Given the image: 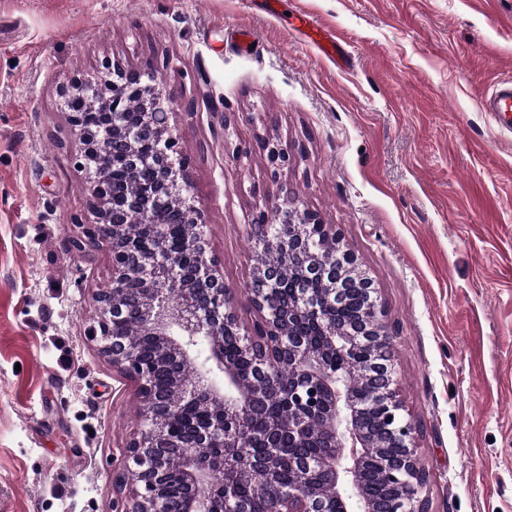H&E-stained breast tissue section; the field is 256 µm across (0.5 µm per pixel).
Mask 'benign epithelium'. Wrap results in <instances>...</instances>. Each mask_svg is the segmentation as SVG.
<instances>
[{"mask_svg":"<svg viewBox=\"0 0 512 512\" xmlns=\"http://www.w3.org/2000/svg\"><path fill=\"white\" fill-rule=\"evenodd\" d=\"M80 99L84 109L75 111L72 101ZM140 106L139 124L130 129L112 123L104 135L87 120V112L102 111L114 116L127 111L132 101ZM169 105L162 81L106 66L95 79H74L62 89V106L71 127L81 135L78 166L86 171L93 194L97 221L88 228L91 241L102 240L112 251V284L96 296L99 315L100 353L135 385L142 407L143 422L130 438L125 465L115 485L124 494L123 512H217L211 491L224 489L223 512H244L237 496L240 485L258 472L265 476V490L278 502L277 512H325L323 503L333 495L337 512H427L425 472L416 455L417 427L408 417L400 398L391 355L390 333L384 310L371 280L359 267L353 253L336 234L334 225L324 224L308 211L287 205L282 224L267 223L258 212L253 225L259 228L260 253L275 251L284 257H302L309 251V237L316 229L328 241L330 251L312 268L317 274L350 271L355 278L347 286L362 290L368 302L362 323L330 337L326 347H313L296 329L307 314L320 315L319 304L329 301L341 289L331 287L323 298L304 297L290 307L281 306L273 290L288 280V265H269L257 257L248 293L260 320L252 332H241L233 296L224 285V274L209 256L203 217L194 203L190 184L178 151V142L168 125V116L158 108ZM122 138L133 166L153 165L158 172L154 189L171 196L182 214L184 234L177 249L168 243L161 224H152L151 244L129 230L130 217L147 222L149 194L120 198L111 191L108 177L101 174L110 142ZM271 165L288 164L287 152L267 143ZM136 309V322L151 337L153 350L144 353L132 336L118 334L115 324ZM186 333V340L174 339L168 320ZM239 342L240 356L253 365V376L243 378L233 362L224 358V338ZM207 343L211 366L195 377L184 376L179 367L189 362V348L199 338ZM362 344L374 351V360L357 372L342 374L328 364V353L340 346ZM288 369V392L280 391L281 370ZM224 374V386L212 382L210 373ZM168 374L163 388L154 384L157 372ZM360 376L376 388L385 407L388 443L372 437L360 424L361 403L351 394L352 378ZM288 412L267 417L258 435L265 447L275 452L262 457L241 454L235 476L224 478V458H214L210 448H237L228 442L230 422L244 415L266 414L282 400ZM193 401L205 413V421L182 431L181 409ZM315 437L337 449L323 457L318 469L324 475L321 486L310 484V464L287 449L299 448ZM395 448L387 456V477L394 494L376 503L364 494L363 462L372 448ZM288 462L295 482L282 488L276 472ZM183 486L179 498L169 496L173 482Z\"/></svg>","mask_w":512,"mask_h":512,"instance_id":"7a95c632","label":"benign epithelium"}]
</instances>
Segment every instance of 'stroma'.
<instances>
[{
	"mask_svg": "<svg viewBox=\"0 0 512 512\" xmlns=\"http://www.w3.org/2000/svg\"><path fill=\"white\" fill-rule=\"evenodd\" d=\"M112 63L163 81L242 328L254 214L335 225L385 308L429 512H512V138L481 106L512 78V0H0V512L125 508L141 413L98 351L112 256L61 98Z\"/></svg>",
	"mask_w": 512,
	"mask_h": 512,
	"instance_id": "1",
	"label": "stroma"
}]
</instances>
